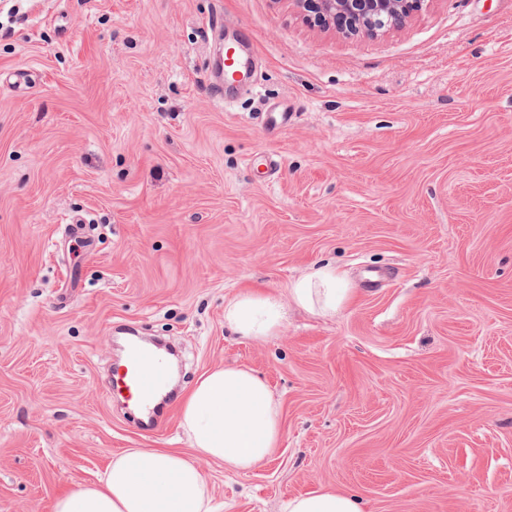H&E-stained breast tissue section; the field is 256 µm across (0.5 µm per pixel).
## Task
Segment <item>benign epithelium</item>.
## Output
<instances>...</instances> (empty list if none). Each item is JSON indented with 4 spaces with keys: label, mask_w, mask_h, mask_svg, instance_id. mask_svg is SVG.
Instances as JSON below:
<instances>
[{
    "label": "benign epithelium",
    "mask_w": 512,
    "mask_h": 512,
    "mask_svg": "<svg viewBox=\"0 0 512 512\" xmlns=\"http://www.w3.org/2000/svg\"><path fill=\"white\" fill-rule=\"evenodd\" d=\"M428 0H313L315 22L332 25L338 17L346 20L349 35L377 37L402 28Z\"/></svg>",
    "instance_id": "1"
}]
</instances>
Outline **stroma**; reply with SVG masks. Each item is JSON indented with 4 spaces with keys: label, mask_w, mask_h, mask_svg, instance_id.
Listing matches in <instances>:
<instances>
[{
    "label": "stroma",
    "mask_w": 512,
    "mask_h": 512,
    "mask_svg": "<svg viewBox=\"0 0 512 512\" xmlns=\"http://www.w3.org/2000/svg\"><path fill=\"white\" fill-rule=\"evenodd\" d=\"M0 30V512H52L128 448L189 453L179 401L253 369L282 442L202 462L219 512L355 491L362 512H512V0H430L384 36L294 0H11ZM255 36L231 107L216 34ZM285 112L272 135L265 113ZM345 272L333 319L240 339L224 300ZM181 353L139 430L105 380Z\"/></svg>",
    "instance_id": "stroma-1"
}]
</instances>
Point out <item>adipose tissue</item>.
I'll return each mask as SVG.
<instances>
[{
  "label": "adipose tissue",
  "instance_id": "obj_1",
  "mask_svg": "<svg viewBox=\"0 0 512 512\" xmlns=\"http://www.w3.org/2000/svg\"><path fill=\"white\" fill-rule=\"evenodd\" d=\"M350 291L332 264L314 265L286 292L245 288L224 302V327L243 339L278 336L287 305L335 317ZM180 426L195 458L172 450L130 448L116 455L97 484L58 496L52 512H212L201 461L245 473L264 464L282 439V411L269 385L253 370L219 367L197 381L180 404ZM285 512H361L358 496L313 491L289 500Z\"/></svg>",
  "mask_w": 512,
  "mask_h": 512
}]
</instances>
